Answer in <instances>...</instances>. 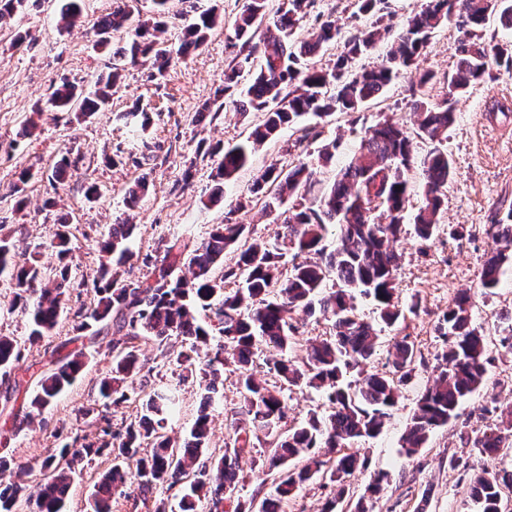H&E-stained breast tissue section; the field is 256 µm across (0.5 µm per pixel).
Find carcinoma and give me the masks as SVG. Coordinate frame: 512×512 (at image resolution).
Masks as SVG:
<instances>
[{
	"label": "carcinoma",
	"instance_id": "1",
	"mask_svg": "<svg viewBox=\"0 0 512 512\" xmlns=\"http://www.w3.org/2000/svg\"><path fill=\"white\" fill-rule=\"evenodd\" d=\"M169 0H154L160 19L134 24V6L128 0L105 15L96 25L98 45L108 47L112 33L132 31L127 47L116 52L135 63L139 57L154 56L157 73L164 76L172 54H186L202 45L216 24V16L203 12L185 19V38L176 51L164 47ZM314 0H286L276 19L267 25L263 36L254 39L267 14V0H246L234 27V38L241 42L233 65L225 73L224 90L239 84L245 70L258 64L250 84L243 90L240 111L264 113L246 142L224 150L219 159V176L230 180L249 161L255 145L274 138L285 126L298 123L305 115L318 117L332 112H356L378 96L393 76L410 67L426 48L432 35L452 16L464 31L456 68L445 76L446 96L430 103L426 89L435 74L419 75L413 102L417 132L389 122L369 129L348 165L336 174L308 205L282 212V231L277 238L284 245L313 254L314 260L292 264L285 269V249L278 243L248 241L244 224L216 225L200 245L189 248L179 238L166 241L162 264L154 267L152 282L123 283L102 270L94 282L96 304L81 316L77 331L98 335L112 330L111 374L100 384L102 397L115 407L128 400L127 382L140 372L135 342L148 340L164 348L172 339L180 341L173 362L190 373L203 390L205 404L217 392L224 366L233 365L244 391L243 405L234 413V437L226 444L230 451L216 459L208 454L210 432L206 409L198 412L183 446L171 444L160 430L172 411L174 398L151 389L141 398L142 415L137 422L114 432L102 429L98 442L76 447L67 443L46 457L41 468L49 481L37 495L26 493L17 483L0 486V512H13L19 501L33 505L32 512H64L73 463L92 454L112 456V469L98 483L93 494V512H111L112 497L123 492L127 483H137L148 491L161 487L171 490L193 481L179 501L180 512H224V490L235 491L241 464L252 456L251 439L264 440L272 447L268 459L271 470H280L273 491L265 497L259 512H282L283 503L314 476H329L336 494L327 500L322 512H368V501L380 494L388 473L380 471L362 495L353 497L347 479L366 467L367 458L359 451L344 452L352 444L375 438L383 432L401 394V387L416 376V351L409 337L393 343L388 350L387 368L368 372L364 367L376 354L379 336L374 324L355 312L360 293L377 303L378 318L393 326L403 318L395 303V271L398 255L391 243L403 233L405 212L415 194L406 172L419 165L423 174L421 202L413 215V229L422 242L440 233L439 213L444 190L453 174L448 154L433 148L424 156L416 153L414 138L431 142L441 138L455 121L459 98L475 83L496 78L493 70L512 73V41L486 44L478 30L491 16L512 29V0H429L426 8L409 18L398 40L391 45L385 63L351 74L352 62L376 48L386 29H362L344 40L343 51L332 70L311 67L306 58L316 55L339 36L335 21L325 20L309 39H291L297 21ZM81 13L80 0H64L61 20L71 25ZM119 78L113 70L100 78L93 92H83L63 83L52 93V108L68 112L79 106L82 116H92L111 101L112 86ZM315 183V172L304 163L286 170L275 165L265 170L252 184L250 193L263 201L264 209L276 211L293 194L308 191ZM508 224L494 225L496 250L485 261L480 284L485 289L500 283L512 260V213ZM135 225L117 222L102 251L125 253L124 243ZM338 233L336 247L326 251L323 241L329 230ZM240 250L236 266L217 278L214 269L224 259V250ZM51 247L59 260L71 252L68 225H57ZM187 255L190 275L179 266ZM8 273L14 288L12 309L29 316V340L49 335L58 323L69 281L67 264L49 275L38 261L14 263L12 246L0 239V275ZM233 282L238 288L226 290ZM210 311L221 340L213 345L212 329L197 318V309ZM319 315L333 323L334 333L309 344L304 367L286 355L296 340L297 328L291 313ZM471 296L457 295L437 326L442 350L438 355V374L433 384L419 396L401 438V454L414 456L438 429L459 417L461 403L483 384L486 361L485 338L471 321ZM270 352L266 365L286 383L304 384L320 392L327 401L324 413L310 414L300 426L284 433L279 424L288 414L284 397L270 390L251 370L259 345ZM15 338L0 336V370L19 362ZM85 366L84 353L73 351L51 364L37 380V392L30 407L41 412L48 407ZM512 435L499 424L483 430H461L460 441L482 457L496 460L504 450H512ZM305 464H288L300 454ZM512 490V471L485 470L470 480V499L477 512H503L502 490Z\"/></svg>",
	"mask_w": 512,
	"mask_h": 512
}]
</instances>
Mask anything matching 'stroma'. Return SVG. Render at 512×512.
<instances>
[{
	"instance_id": "1",
	"label": "stroma",
	"mask_w": 512,
	"mask_h": 512,
	"mask_svg": "<svg viewBox=\"0 0 512 512\" xmlns=\"http://www.w3.org/2000/svg\"><path fill=\"white\" fill-rule=\"evenodd\" d=\"M116 3L83 0L80 20L67 30L61 26L59 0H25L19 12L0 20V234L11 239L15 263L21 265L35 257L49 269L57 264L51 235L65 217L70 222L73 253L64 311L51 336L38 342L28 339L27 317L7 311L5 304L13 294L8 276H0V336L14 337L22 353L10 375H0V392L16 388V410L21 416L30 410L36 379L49 367L53 348L76 336L80 314L93 305V281L102 263H110L122 281L149 280L152 269L144 259L162 258L163 241L178 237L196 246L213 225L227 221L247 225L251 239L273 240L282 222L277 213L262 214L257 201L242 210L236 207L267 166L275 163L285 168L305 162L317 168L319 184L324 187L349 163L370 127L384 120L405 126L414 121L416 71L402 70L378 98L359 111L323 118L309 115L302 125L284 128L275 140L257 147L230 182L218 186L212 148L245 142L262 118L253 110L240 114L238 89L224 88V72L236 54L229 38L245 0H170L166 37L171 47L182 41L185 10L213 9L220 19L204 45L174 57L161 79L155 78L151 61L133 64L114 59L113 50L125 47L129 34H114L111 48L97 47L96 23ZM424 3L383 0L372 16L361 14L356 0H314L298 21L293 38L308 39L329 18L335 19L346 37L376 20L395 36ZM20 32L27 41L18 47L14 40ZM460 37L456 21L448 20L417 61V71L431 70L439 77L430 91L432 101L445 96L440 77L455 68ZM115 66L121 70V79L104 111L80 119L75 113L50 107L48 99L61 82L86 91ZM306 126L316 127L319 136L304 143L300 136ZM333 140L340 143L333 162L319 166L321 147ZM439 146L453 162L441 213L444 229L425 245L410 230L397 242L402 260L396 272L395 299L407 313L394 326L379 324L380 347L371 361L374 369H384L389 347L408 335L417 348V376L404 387L383 433L364 442L367 468L349 479L359 495L373 472H389L382 492L369 504L371 512H473L470 478L482 473L488 463L460 442L459 431L496 423L497 415L486 411L491 401L512 404V349L502 344L512 330L501 319L502 311L512 308V269L498 287L480 286L482 265L495 249L490 227L506 223L512 211V74L472 85L460 99L456 120ZM64 156L72 166L65 176H55L54 166ZM26 170L32 177L24 182L20 174ZM141 180L148 188L136 206H128L126 194ZM92 185L99 196L91 202L86 191ZM120 219L136 226L121 259L100 247ZM458 224L466 227L465 236L449 238L448 227ZM464 290L474 295L472 322L489 343L484 384L462 403L457 420L436 431L415 456L403 457L399 439L420 393L435 375L441 351L435 326ZM138 348L144 365L141 378L155 388L178 390L179 409L168 419L164 432L183 441L202 394L195 384L183 381L181 369L166 362L151 342L139 341ZM83 351L85 367L73 386L32 422L0 440V454L29 466L26 475L7 472L0 475V481L18 480L27 491L37 492L43 482L41 461L63 443L76 438L91 443L100 437L104 425L117 430L139 419V406L126 404L116 409L98 403L99 381L112 368L111 336H98L85 343ZM253 370L287 399L288 425L298 424L309 412L323 411L320 393L285 386L263 358H256ZM241 400L236 373L225 370L224 382L208 407L211 455H223ZM270 453L267 446L256 445L252 460L243 464L234 498L245 512H257L272 489L275 475L264 465ZM453 455L468 463V471L449 468ZM111 467L107 455L88 457L78 466L67 512H88L95 484Z\"/></svg>"
}]
</instances>
